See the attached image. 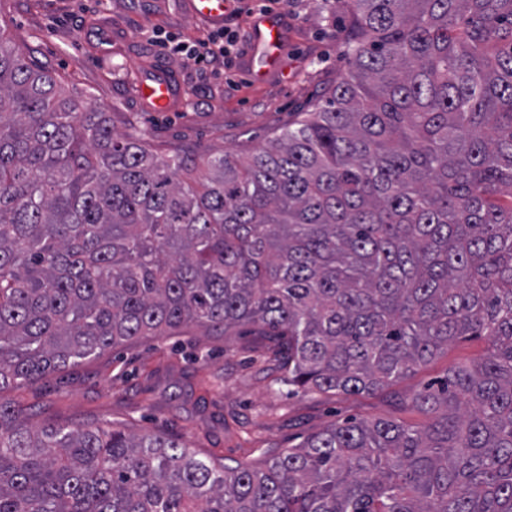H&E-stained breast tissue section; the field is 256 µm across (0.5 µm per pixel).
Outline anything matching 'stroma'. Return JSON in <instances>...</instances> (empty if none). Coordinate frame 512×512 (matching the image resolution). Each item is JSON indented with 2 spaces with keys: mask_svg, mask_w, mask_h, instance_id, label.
Here are the masks:
<instances>
[{
  "mask_svg": "<svg viewBox=\"0 0 512 512\" xmlns=\"http://www.w3.org/2000/svg\"><path fill=\"white\" fill-rule=\"evenodd\" d=\"M348 0H274L285 20L279 66L256 80L242 68L224 79L161 57L147 41L160 29L195 40L207 24L186 0H0V26L33 61L112 115L116 130L145 134L161 154L197 157L255 152L301 113L317 108L347 69ZM165 76L182 104L156 112L141 83ZM482 338L447 352L390 389L363 395H292L282 361L253 329L230 335L192 327L143 337L14 389L10 397L34 425L110 424L137 434L180 439L225 464H260L334 421L421 416L407 398L441 380L451 366L480 358Z\"/></svg>",
  "mask_w": 512,
  "mask_h": 512,
  "instance_id": "35a3bbf8",
  "label": "stroma"
}]
</instances>
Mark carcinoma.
Wrapping results in <instances>:
<instances>
[{
	"instance_id": "obj_1",
	"label": "carcinoma",
	"mask_w": 512,
	"mask_h": 512,
	"mask_svg": "<svg viewBox=\"0 0 512 512\" xmlns=\"http://www.w3.org/2000/svg\"><path fill=\"white\" fill-rule=\"evenodd\" d=\"M350 67L259 151H153L0 28V512H512V0H351ZM251 325L290 393L486 355L260 466L91 426L22 383L141 336Z\"/></svg>"
}]
</instances>
